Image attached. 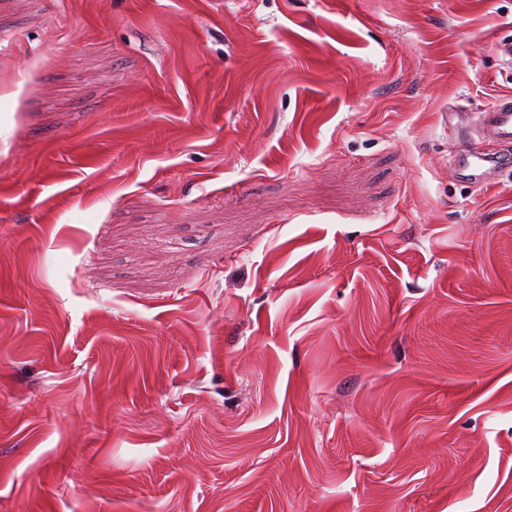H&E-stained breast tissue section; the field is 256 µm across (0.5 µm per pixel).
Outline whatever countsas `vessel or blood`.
Here are the masks:
<instances>
[{"label":"vessel or blood","instance_id":"vessel-or-blood-1","mask_svg":"<svg viewBox=\"0 0 512 512\" xmlns=\"http://www.w3.org/2000/svg\"><path fill=\"white\" fill-rule=\"evenodd\" d=\"M438 120L458 129L453 162L475 171L476 183H490L493 155L488 145L512 144V95L499 96L479 112L476 122H469L466 110L460 106L439 113Z\"/></svg>","mask_w":512,"mask_h":512}]
</instances>
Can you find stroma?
Listing matches in <instances>:
<instances>
[{
  "label": "stroma",
  "instance_id": "stroma-1",
  "mask_svg": "<svg viewBox=\"0 0 512 512\" xmlns=\"http://www.w3.org/2000/svg\"><path fill=\"white\" fill-rule=\"evenodd\" d=\"M512 0H0V512H512ZM438 121L446 128H458L456 147L453 151L454 164H462L475 172L478 184H488L495 173L493 156L485 146L489 144H512V95L499 96L489 107L478 113L475 131L469 129L467 111L461 106H453L440 112ZM489 164H492L488 167Z\"/></svg>",
  "mask_w": 512,
  "mask_h": 512
}]
</instances>
